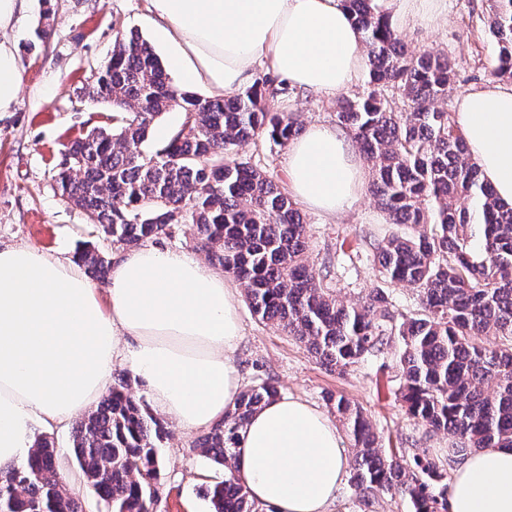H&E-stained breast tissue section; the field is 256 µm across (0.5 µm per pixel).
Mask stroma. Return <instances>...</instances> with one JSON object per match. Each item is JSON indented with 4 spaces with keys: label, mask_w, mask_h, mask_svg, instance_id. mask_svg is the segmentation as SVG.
<instances>
[{
    "label": "stroma",
    "mask_w": 512,
    "mask_h": 512,
    "mask_svg": "<svg viewBox=\"0 0 512 512\" xmlns=\"http://www.w3.org/2000/svg\"><path fill=\"white\" fill-rule=\"evenodd\" d=\"M446 20L430 29L401 27L397 34L414 54L448 55L455 65V91L490 84L495 43L486 19L490 0H447ZM158 19L150 0H27L14 29L22 69L19 98L11 111L0 112V247L34 246L54 258H75L89 244L115 255L116 247L91 234L81 210L61 197L53 176L60 152L69 141L108 122L106 107L84 97L95 68L110 56L116 30L134 31L153 41ZM271 111L296 113L301 126L336 122V99L303 92L270 100ZM240 156L252 159L286 182L287 148L265 139L245 143ZM309 255L313 265L332 260L336 295L357 301L382 279L373 262L370 236L388 231L386 216L372 195L338 219L304 209ZM243 336L235 363L243 386L263 380L275 383L281 395L301 398L328 417L336 412L329 397H345L362 408L380 438L383 451L398 448L405 438L417 439L429 456L443 459L458 439L448 433L425 434L405 412L396 391L397 347L362 360L347 374L325 371L304 345L273 324L258 321L246 302H239ZM161 455V500L157 512H210L198 493L202 484L220 480L221 470L201 455L197 432L168 424ZM330 512H410L394 493L359 497L343 483Z\"/></svg>",
    "instance_id": "1"
}]
</instances>
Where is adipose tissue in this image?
I'll use <instances>...</instances> for the list:
<instances>
[{"label": "adipose tissue", "instance_id": "1", "mask_svg": "<svg viewBox=\"0 0 512 512\" xmlns=\"http://www.w3.org/2000/svg\"><path fill=\"white\" fill-rule=\"evenodd\" d=\"M24 0H0V112L22 87L18 50L2 33ZM402 25L430 26L446 0H376ZM169 67L182 85L230 96L263 63L291 87L324 95L359 81L362 35L343 0H151ZM454 123L471 160L512 204V85L455 100ZM288 188L337 217L365 194L368 173L345 131L312 124L288 146ZM237 287L196 259L153 246L112 265L99 292L73 262L38 248L0 249V467L23 464L34 425L65 427L107 392L126 364L154 407L186 431L223 419L241 391ZM335 423L305 400L282 397L253 414L237 474L268 512H329L346 476ZM448 512H512V447L482 448L456 468Z\"/></svg>", "mask_w": 512, "mask_h": 512}]
</instances>
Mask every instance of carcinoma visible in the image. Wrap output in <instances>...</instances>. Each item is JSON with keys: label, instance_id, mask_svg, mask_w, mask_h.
Masks as SVG:
<instances>
[{"label": "carcinoma", "instance_id": "cac0c4a2", "mask_svg": "<svg viewBox=\"0 0 512 512\" xmlns=\"http://www.w3.org/2000/svg\"><path fill=\"white\" fill-rule=\"evenodd\" d=\"M490 2L491 76L511 80L512 0ZM344 5L370 70L366 91L337 100L336 123L371 166V192L388 223L417 229L370 243L381 278L413 288L417 309L399 310L382 287L354 303L339 300L330 263L317 273L308 261L296 203L251 159L237 157L246 140L284 145L299 131L297 119L266 110L269 99L288 93L270 73L228 98L201 97L173 83L147 41L117 31L111 56L84 88L112 108V123L64 145L55 189L121 248L195 225L206 257L240 282L253 315L296 337L330 372L345 373L399 337L406 413L428 433H452L460 447L444 460L423 448L387 458L361 410L339 398L336 412L354 442L351 484L364 497L394 491L412 512H448V465L474 448L512 446V205L499 202L468 159L447 108L455 76L448 56L407 53L374 0ZM172 110L182 113L181 124L145 150ZM77 260L96 278L111 266L86 247ZM128 386L121 379L75 422L66 455L109 512H154L168 431ZM278 394L268 381L247 387L195 442L224 470L202 490L211 512H263L232 460L249 419ZM60 457L50 436H37L23 465L0 470V512H87L66 489Z\"/></svg>", "mask_w": 512, "mask_h": 512}]
</instances>
